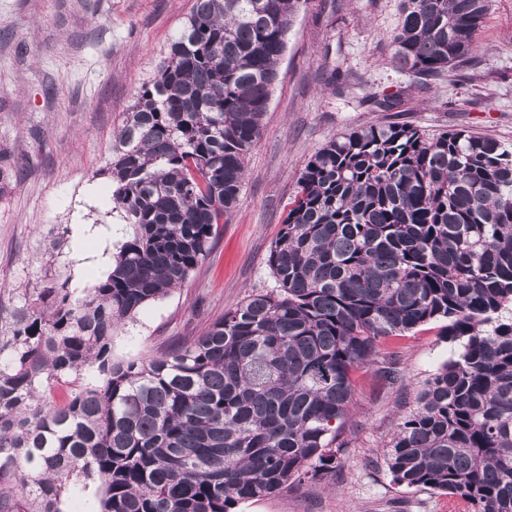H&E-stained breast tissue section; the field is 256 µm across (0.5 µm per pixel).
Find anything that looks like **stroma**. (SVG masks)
<instances>
[{
  "label": "stroma",
  "instance_id": "1",
  "mask_svg": "<svg viewBox=\"0 0 512 512\" xmlns=\"http://www.w3.org/2000/svg\"><path fill=\"white\" fill-rule=\"evenodd\" d=\"M400 0H307L294 18L260 137L246 160L224 234L185 284L143 306L114 339L141 357L199 335L245 296L274 288L267 256L309 158L328 140L376 122L435 136L463 130L512 150V0H491L471 61L422 84L391 65ZM193 0H0V316L55 275L82 298L103 280L82 264L77 223L131 233L112 211L105 169L112 131L163 60ZM340 82H333L332 69ZM404 91L403 111L371 97ZM432 322L386 339L357 374L346 444L335 472L235 512H469L460 498L396 485L385 450L425 382L451 355ZM396 366L402 380L378 375Z\"/></svg>",
  "mask_w": 512,
  "mask_h": 512
}]
</instances>
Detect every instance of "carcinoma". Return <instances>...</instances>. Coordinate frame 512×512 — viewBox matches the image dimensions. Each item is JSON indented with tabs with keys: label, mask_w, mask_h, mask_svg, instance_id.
<instances>
[{
	"label": "carcinoma",
	"mask_w": 512,
	"mask_h": 512,
	"mask_svg": "<svg viewBox=\"0 0 512 512\" xmlns=\"http://www.w3.org/2000/svg\"><path fill=\"white\" fill-rule=\"evenodd\" d=\"M306 0H194L113 135L133 226L86 297L45 277L0 328V512H233L336 469L353 373L430 322L457 350L385 454L392 481L512 512V151L464 131L350 129L308 160L251 293L148 357L114 335L224 233ZM490 0H401L395 70L469 60ZM383 112L402 93L374 100Z\"/></svg>",
	"instance_id": "cac0c4a2"
}]
</instances>
